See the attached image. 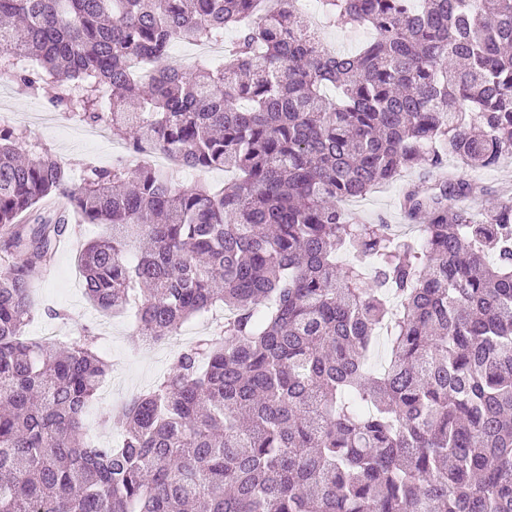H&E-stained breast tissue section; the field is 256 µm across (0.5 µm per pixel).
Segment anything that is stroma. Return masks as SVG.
<instances>
[{
  "label": "stroma",
  "instance_id": "35a3bbf8",
  "mask_svg": "<svg viewBox=\"0 0 512 512\" xmlns=\"http://www.w3.org/2000/svg\"><path fill=\"white\" fill-rule=\"evenodd\" d=\"M74 121L65 110H58L56 120L47 126L30 127L31 138L49 147L65 163L80 168L86 165L112 166L103 144H92L73 139L67 128ZM415 169L403 171L392 182L378 186L365 196L348 203V211L357 224H391L398 233H412L398 207V197L406 184L418 180ZM103 226L83 223L77 216H69L68 245L58 251L49 265L34 276L36 299L40 305L28 331L39 338L76 337L84 334L97 336V347L111 365V370L88 406L83 432L90 438L111 442L121 437L119 425L114 424V408L132 396L148 390L167 374L174 356L193 341V335L203 324V317L184 323L177 333L160 341L157 348L142 346L139 329L133 315H105L93 307L83 286L74 281L71 271L77 266L81 248L89 240L102 236ZM61 318H54V311Z\"/></svg>",
  "mask_w": 512,
  "mask_h": 512
}]
</instances>
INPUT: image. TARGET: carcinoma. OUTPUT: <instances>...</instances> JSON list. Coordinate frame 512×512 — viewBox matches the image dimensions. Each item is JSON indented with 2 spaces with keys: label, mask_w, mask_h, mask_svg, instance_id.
Instances as JSON below:
<instances>
[{
  "label": "carcinoma",
  "mask_w": 512,
  "mask_h": 512,
  "mask_svg": "<svg viewBox=\"0 0 512 512\" xmlns=\"http://www.w3.org/2000/svg\"><path fill=\"white\" fill-rule=\"evenodd\" d=\"M322 2L373 39L326 49L299 0H0V72L134 153L232 173L76 183L0 127V238L23 255L0 269V512H512V200L477 220L456 202L493 191L448 172L512 157V0ZM229 28L224 65L169 62ZM406 168L440 174L402 194L423 237L352 223L343 203ZM61 195L112 230L78 257L96 307L138 296L155 342L232 313L115 413L114 446L82 431L96 337L27 333L67 230L31 215Z\"/></svg>",
  "instance_id": "carcinoma-1"
}]
</instances>
